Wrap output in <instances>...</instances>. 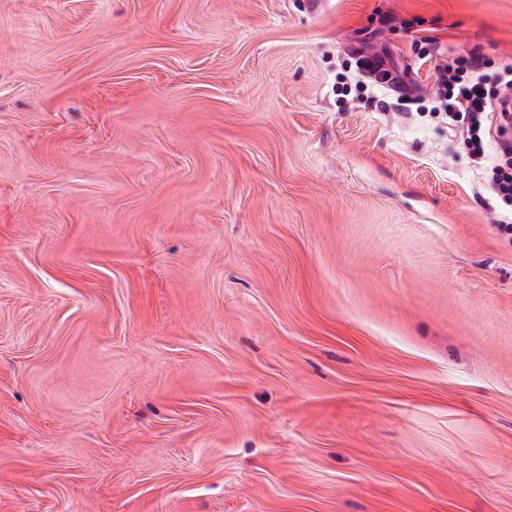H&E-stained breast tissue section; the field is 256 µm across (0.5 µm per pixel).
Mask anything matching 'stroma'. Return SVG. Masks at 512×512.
Instances as JSON below:
<instances>
[{"label":"stroma","mask_w":512,"mask_h":512,"mask_svg":"<svg viewBox=\"0 0 512 512\" xmlns=\"http://www.w3.org/2000/svg\"><path fill=\"white\" fill-rule=\"evenodd\" d=\"M472 51L512 0H0V512H512ZM356 66L362 75L371 80L373 86L384 88L400 84L396 72L387 68L385 62L376 56H368L361 53L356 60ZM483 58L474 52L465 57H455L439 71L440 92L433 112H448L452 121L465 116L469 145L476 160L484 156L483 125L491 114L492 95L486 85L490 80L498 88V109L511 102L512 68L503 69L491 76L486 73Z\"/></svg>","instance_id":"stroma-1"}]
</instances>
